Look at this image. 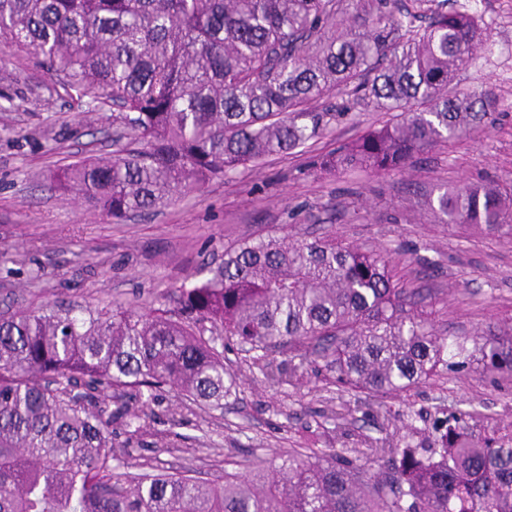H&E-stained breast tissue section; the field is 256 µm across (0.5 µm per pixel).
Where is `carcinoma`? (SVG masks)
Returning <instances> with one entry per match:
<instances>
[{
	"label": "carcinoma",
	"mask_w": 512,
	"mask_h": 512,
	"mask_svg": "<svg viewBox=\"0 0 512 512\" xmlns=\"http://www.w3.org/2000/svg\"><path fill=\"white\" fill-rule=\"evenodd\" d=\"M344 0H0V52L25 50L78 97L107 98L121 146L53 175L114 220L281 153L312 175L400 172L492 122L497 99L452 94L486 40L481 19L435 0H371V28L330 37ZM344 90L394 112L327 153L307 150ZM430 206L445 224L512 233V185L463 182ZM174 307L115 305L76 316L47 304L0 317V512H512V437L467 413L437 417L424 447L373 449L379 476L336 451L292 450L207 480L120 467L112 423L141 435L134 404L168 388L224 408L234 342L272 385L314 366L347 392L398 395L477 364L512 375V321L441 336L388 255L330 236H267L224 251ZM280 353L282 360L271 357ZM129 390L107 411L99 395Z\"/></svg>",
	"instance_id": "cac0c4a2"
}]
</instances>
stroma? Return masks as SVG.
Segmentation results:
<instances>
[{"label": "stroma", "instance_id": "obj_1", "mask_svg": "<svg viewBox=\"0 0 512 512\" xmlns=\"http://www.w3.org/2000/svg\"><path fill=\"white\" fill-rule=\"evenodd\" d=\"M445 7L477 14L487 29V43L454 89L492 91L493 124L385 175L355 170L319 178L305 172L304 156L278 155L118 223L61 195L51 180L84 156L112 153V107L68 95L25 53H6L0 58V312L47 303L77 311L128 302L147 308L197 280L225 249L277 234L333 235L389 251L401 283L430 293L431 319L444 335L473 334L512 318V235L440 223L429 206L460 181H512V0H446ZM331 102L349 112L312 141L313 151H331L390 118L345 93ZM224 362L237 388L223 409L197 406L172 391L141 407L147 432L125 457L124 472L151 464L213 480L247 457L269 460L295 448H333L381 472L387 464L372 459L371 448L424 442L441 411L469 412L478 434L512 432V378L490 380L477 366L378 399L337 392L312 372L295 384L269 385L237 350L226 352ZM342 402L353 415L338 427L326 415Z\"/></svg>", "mask_w": 512, "mask_h": 512}]
</instances>
